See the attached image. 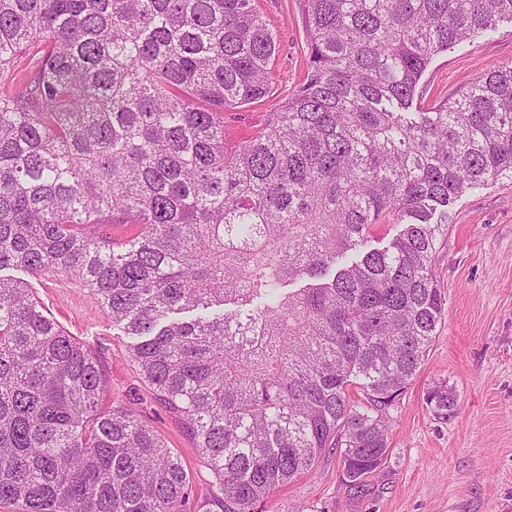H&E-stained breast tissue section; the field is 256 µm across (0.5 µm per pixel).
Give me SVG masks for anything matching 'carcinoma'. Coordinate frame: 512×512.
Here are the masks:
<instances>
[{"instance_id":"cac0c4a2","label":"carcinoma","mask_w":512,"mask_h":512,"mask_svg":"<svg viewBox=\"0 0 512 512\" xmlns=\"http://www.w3.org/2000/svg\"><path fill=\"white\" fill-rule=\"evenodd\" d=\"M303 12L304 81L235 142L224 110L272 93L278 52L253 0H0V269L64 270L137 337L209 471L202 512H255L328 449L363 487L445 314L448 204L512 183V62L428 107L419 91L512 0ZM384 224L404 229L327 278ZM107 387L101 357L0 277V506L186 507L192 473L130 406L103 407ZM426 401L446 418L456 396Z\"/></svg>"}]
</instances>
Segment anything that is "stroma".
I'll list each match as a JSON object with an SVG mask.
<instances>
[{
    "label": "stroma",
    "mask_w": 512,
    "mask_h": 512,
    "mask_svg": "<svg viewBox=\"0 0 512 512\" xmlns=\"http://www.w3.org/2000/svg\"><path fill=\"white\" fill-rule=\"evenodd\" d=\"M279 50L273 92L224 114L230 138L262 128L302 82L308 67L302 0H255ZM512 61V23L436 56L420 85L428 101L455 95L485 68ZM450 228L436 264L446 310L417 376L390 410V453L360 491L342 480L339 458L322 455L311 471L279 487L259 512H512V184L474 189L448 207ZM54 320L105 365L113 404L133 403L194 473L197 494L208 480L177 414L145 383L129 355L133 339L113 325L89 288L60 271L39 275L7 267ZM457 396L448 419L426 403L433 386Z\"/></svg>",
    "instance_id": "1"
}]
</instances>
